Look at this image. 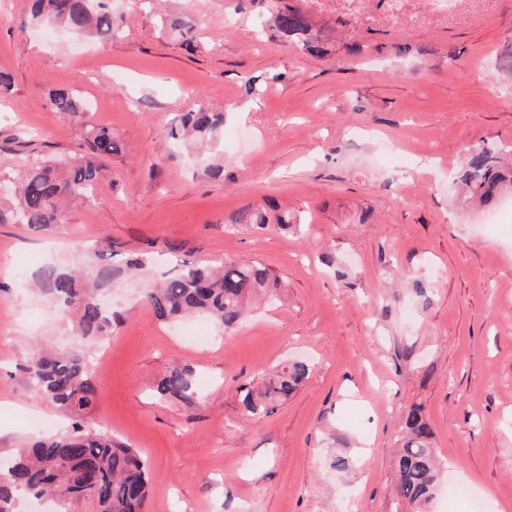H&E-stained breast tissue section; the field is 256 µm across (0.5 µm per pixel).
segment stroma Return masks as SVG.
Returning a JSON list of instances; mask_svg holds the SVG:
<instances>
[{
	"label": "stroma",
	"mask_w": 512,
	"mask_h": 512,
	"mask_svg": "<svg viewBox=\"0 0 512 512\" xmlns=\"http://www.w3.org/2000/svg\"><path fill=\"white\" fill-rule=\"evenodd\" d=\"M28 5L0 0V69L14 78L0 172L19 170L23 129L57 162L94 126L121 149L57 233L0 224V458L31 438L30 420L71 427L30 394L35 346L107 348L89 421L149 463L148 512H408L394 459L412 409L443 480L469 489L436 493L427 512H512V209L487 221L449 179L467 148L512 144V77L498 67L512 0H280L323 35L319 57L257 28L265 0L241 15L230 0H158L198 20L191 51L141 0H112L122 24L107 41L25 27ZM57 88L81 95V119L52 110ZM202 105L223 113V133L191 160L171 129ZM259 208L271 222L255 228ZM282 213L300 225L276 224ZM105 240L101 301L120 320L84 341L31 285L46 266L85 267ZM146 252L152 265L129 272ZM177 257L261 262L278 296L229 334L201 315L161 322L142 293ZM287 360L310 365L306 385L244 418L240 386ZM175 368L191 371L193 400L155 394Z\"/></svg>",
	"instance_id": "35a3bbf8"
}]
</instances>
